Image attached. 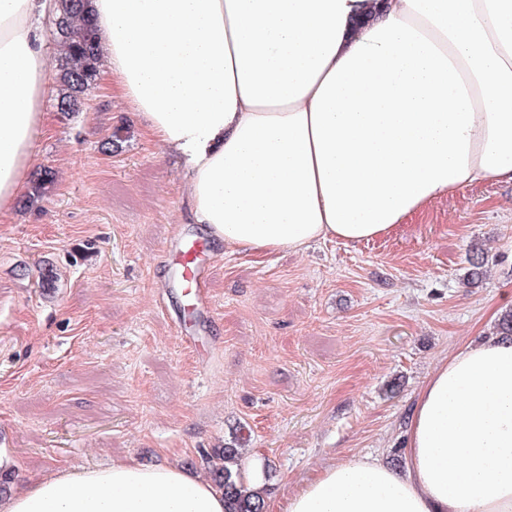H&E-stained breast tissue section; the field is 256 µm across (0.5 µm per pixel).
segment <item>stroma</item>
Wrapping results in <instances>:
<instances>
[{"label":"stroma","instance_id":"35a3bbf8","mask_svg":"<svg viewBox=\"0 0 512 512\" xmlns=\"http://www.w3.org/2000/svg\"><path fill=\"white\" fill-rule=\"evenodd\" d=\"M44 102L45 193L0 217V472L8 492L62 468L179 465L206 480L244 438L266 512L356 456L402 459L434 369L512 309V184L433 202L396 232L258 253L217 244L215 319L164 288L162 248L190 221L183 171L97 77L78 114ZM125 139L106 153L115 130ZM488 257L467 281L466 253ZM211 354L198 360L177 321Z\"/></svg>","mask_w":512,"mask_h":512}]
</instances>
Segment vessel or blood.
I'll return each instance as SVG.
<instances>
[{
    "label": "vessel or blood",
    "mask_w": 512,
    "mask_h": 512,
    "mask_svg": "<svg viewBox=\"0 0 512 512\" xmlns=\"http://www.w3.org/2000/svg\"><path fill=\"white\" fill-rule=\"evenodd\" d=\"M211 242V236L196 235L181 238L177 244L163 249L168 263L167 287L183 289L190 309L206 316L214 311L209 288Z\"/></svg>",
    "instance_id": "vessel-or-blood-1"
}]
</instances>
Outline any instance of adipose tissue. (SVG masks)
Instances as JSON below:
<instances>
[{"instance_id": "adipose-tissue-1", "label": "adipose tissue", "mask_w": 512, "mask_h": 512, "mask_svg": "<svg viewBox=\"0 0 512 512\" xmlns=\"http://www.w3.org/2000/svg\"><path fill=\"white\" fill-rule=\"evenodd\" d=\"M55 0H0V217L29 187ZM112 94L177 155L194 223L259 252L369 241L512 182V0H90ZM405 462L324 469L286 512H512V340L460 348L407 418ZM0 512H224L181 467L59 469Z\"/></svg>"}]
</instances>
